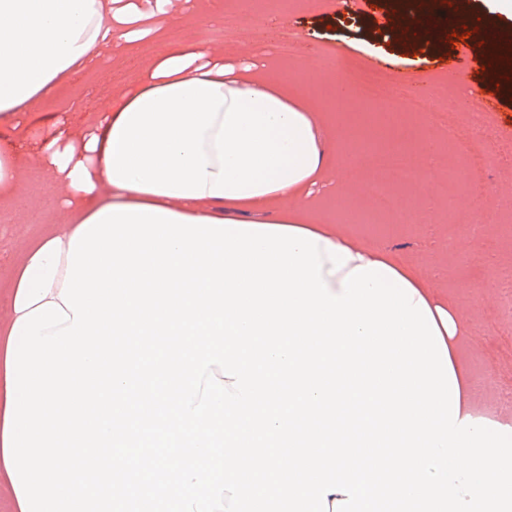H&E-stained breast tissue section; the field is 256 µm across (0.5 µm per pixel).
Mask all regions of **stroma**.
<instances>
[{"instance_id": "stroma-1", "label": "stroma", "mask_w": 512, "mask_h": 512, "mask_svg": "<svg viewBox=\"0 0 512 512\" xmlns=\"http://www.w3.org/2000/svg\"><path fill=\"white\" fill-rule=\"evenodd\" d=\"M214 2L215 26L196 19L178 29V36L217 51L275 56L287 65L289 79L303 78L314 86L337 78L336 70L311 64L312 59L330 55L343 65L400 77L432 99L456 93L457 84L448 70L462 67L468 71V85L493 100L492 110L477 103L474 111L497 139L512 142V63L497 60L496 79L485 80L479 35L457 43L451 40L452 34L462 33L468 15L480 10L499 41H512V20L494 12L490 0H450L445 7L440 0H430L433 23L416 42L398 40L397 29L388 26V19L396 14L391 0H350L345 8L337 7L336 0H301L297 10L273 14L271 30L263 35L257 34L252 19L267 11L268 0ZM288 37L302 44V54L282 50L281 43ZM156 50L150 42L137 58L101 61L95 72L74 76L68 86L37 102L25 116L28 130L23 149L35 151L58 121L78 124L90 105L105 101L113 87L132 80ZM416 56L430 58V66L414 65ZM342 125L379 145L384 156L422 167L419 184L393 185L390 204L376 223L358 225L350 215L345 221L355 224L364 245L418 267L436 287L446 289L449 304L468 312L477 338L469 359L472 390L491 397L498 386L512 381V325L500 319L497 301L499 275L512 267V218L507 215L512 204V167L492 171L489 195L475 199L469 193L462 146L448 147L439 165L430 166L428 153L444 133L428 124L425 116L406 115L401 131L390 140L366 123L346 119ZM23 191L30 202L28 212L0 209V319L7 315L17 256L40 213L58 199L57 189L36 170L24 175ZM398 211L408 212L410 222L391 224V214Z\"/></svg>"}]
</instances>
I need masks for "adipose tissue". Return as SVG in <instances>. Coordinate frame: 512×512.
I'll list each match as a JSON object with an SVG mask.
<instances>
[{
  "label": "adipose tissue",
  "mask_w": 512,
  "mask_h": 512,
  "mask_svg": "<svg viewBox=\"0 0 512 512\" xmlns=\"http://www.w3.org/2000/svg\"><path fill=\"white\" fill-rule=\"evenodd\" d=\"M176 21L174 0H0V207L14 205L18 177L33 166L58 187V207L67 215L63 224L46 217L20 256L9 319L0 325V431L15 320L58 301L73 234L115 205L235 222L248 214L253 223L308 230L349 249L348 269L385 264L435 318L459 385L460 415L489 417L470 391L466 317L390 254L357 245L320 216L288 210L292 200L338 196L330 170L346 154L329 143L340 85L310 93L271 62L226 57L174 38ZM147 41L163 42V51L82 115L79 137L62 123L33 156L22 154L14 133L36 101L103 59L135 57Z\"/></svg>",
  "instance_id": "ef3b65f1"
}]
</instances>
